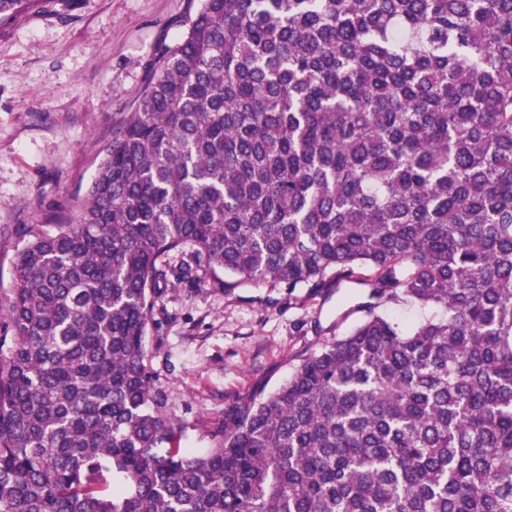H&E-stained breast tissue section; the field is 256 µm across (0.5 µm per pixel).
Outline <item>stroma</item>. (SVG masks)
I'll return each mask as SVG.
<instances>
[{
    "instance_id": "1",
    "label": "stroma",
    "mask_w": 512,
    "mask_h": 512,
    "mask_svg": "<svg viewBox=\"0 0 512 512\" xmlns=\"http://www.w3.org/2000/svg\"><path fill=\"white\" fill-rule=\"evenodd\" d=\"M200 0H53L0 25V295L14 284L21 228L67 223L112 140ZM364 288L315 292L173 281L145 351L183 447L215 445L224 412L274 389L302 356L361 320Z\"/></svg>"
}]
</instances>
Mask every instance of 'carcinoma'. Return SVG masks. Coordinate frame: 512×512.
I'll return each instance as SVG.
<instances>
[{
    "instance_id": "obj_1",
    "label": "carcinoma",
    "mask_w": 512,
    "mask_h": 512,
    "mask_svg": "<svg viewBox=\"0 0 512 512\" xmlns=\"http://www.w3.org/2000/svg\"><path fill=\"white\" fill-rule=\"evenodd\" d=\"M22 235L0 512H512V0H201L72 222ZM200 271L368 301L197 456L145 338ZM404 296L439 315L376 312Z\"/></svg>"
}]
</instances>
